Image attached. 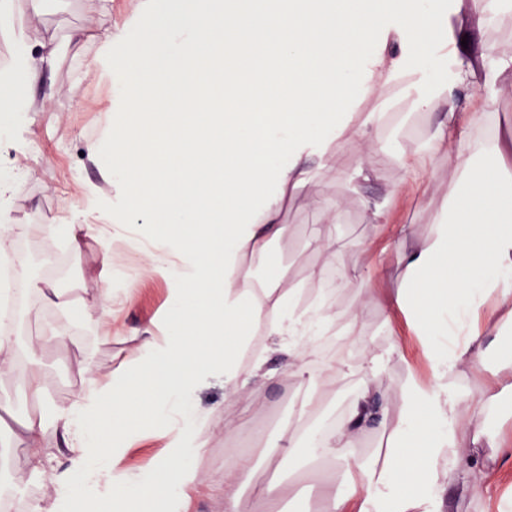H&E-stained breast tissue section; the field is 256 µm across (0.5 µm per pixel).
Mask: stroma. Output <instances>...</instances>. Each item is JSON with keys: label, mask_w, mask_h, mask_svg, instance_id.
<instances>
[{"label": "stroma", "mask_w": 512, "mask_h": 512, "mask_svg": "<svg viewBox=\"0 0 512 512\" xmlns=\"http://www.w3.org/2000/svg\"><path fill=\"white\" fill-rule=\"evenodd\" d=\"M437 5L448 12L455 32L467 33L475 42L497 43L502 50L512 53V26L478 29L468 9V0H437ZM131 10V0H44L40 14L34 16L27 12L23 0H18L14 14L15 25L27 28L33 39H51L62 45L53 67L31 88L34 101L28 114L31 147L23 153L11 149L0 154V167L17 164L31 171L29 177L19 181L11 201L13 217L28 227L26 235L15 241V252L26 258L33 279L51 281L64 300L89 313L87 320L75 323L36 296L16 312L8 339L19 362H26L33 355L50 372L48 400L57 405L68 403L87 376L105 381L116 373L129 371L135 358L138 332L151 322L162 320L168 309V283L145 268L136 243L129 240L131 228L113 227L106 239L89 235L76 257L65 245H55V252L62 257L55 269L48 266L42 233L43 225L69 221V205L80 193L94 194L100 204L117 203L104 168L83 154L86 141L98 136L112 97L107 81L87 75L86 63L98 51L111 22L128 17ZM76 30L81 32V39L70 40V33ZM470 62L479 77L477 93L493 94L498 99L497 110L481 129V136L512 129V82L491 84L485 79L489 62L476 55L471 56ZM386 110L387 122L380 132V140L386 145L384 151L364 156L352 145L340 144L332 163L317 168L303 195L288 202L281 214L288 233L273 245L268 264L282 273L284 284L303 285V300L325 295L337 311L361 301L362 295L356 288L338 295L331 293V280L340 271L341 260L358 256L371 240L387 249L388 274L379 280V287H402L404 268L393 248L396 231L406 225L416 235H425L430 211L441 205L448 191L451 172L447 156H429L433 177L421 185L413 183L396 161L397 151H411L422 141L427 129L435 123V116L411 113L398 89L391 90ZM361 164L367 168L369 179L358 191H350L342 176ZM390 189L396 192L390 203L391 224L379 228L367 223L361 197L380 198ZM322 193L342 202L338 215L342 249L336 258L315 250L309 243L316 225L323 222L313 203ZM107 243L122 255L124 267L112 283V336L106 340L99 336L94 318L101 309L102 283L98 273L102 249ZM313 268L322 270L321 278L310 279L309 271ZM385 317V312L377 307L366 309L358 326L364 345L383 349L389 343H398L405 361L395 366L394 375H404L410 368L425 372L428 364L404 320H396L389 326ZM48 327L64 331L67 344L38 349L39 338ZM259 355L265 357L264 369L271 374L263 383L251 376L253 360ZM287 361L288 354L278 340L257 328L247 349L238 357V367L247 380L245 387L231 397L218 382L200 387L197 405L207 418L198 425L197 438L206 450L199 462L206 482L224 476V423L228 420L233 421L234 435L242 447L254 451L257 470L255 476L243 482L244 496L257 493L272 478L273 471L267 467L262 452L263 444L277 436L278 426L287 425L289 398L299 391L298 382L285 372ZM34 411L25 392L9 377L0 376V443L7 447L6 461L0 466V490L8 495L13 512H29L31 502L52 494L49 477L31 479L25 450L12 436L18 422ZM165 444L162 433L144 430L132 440L122 464L132 472L147 468L162 456ZM501 468L502 477L487 485L479 499H472L464 492L462 484L450 485L448 496L454 499L457 512H499L503 500H512V461L503 460Z\"/></svg>", "instance_id": "35a3bbf8"}]
</instances>
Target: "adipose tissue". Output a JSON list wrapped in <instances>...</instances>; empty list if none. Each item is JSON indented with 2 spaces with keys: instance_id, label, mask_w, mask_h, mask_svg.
<instances>
[{
  "instance_id": "ef3b65f1",
  "label": "adipose tissue",
  "mask_w": 512,
  "mask_h": 512,
  "mask_svg": "<svg viewBox=\"0 0 512 512\" xmlns=\"http://www.w3.org/2000/svg\"><path fill=\"white\" fill-rule=\"evenodd\" d=\"M135 20L108 29L86 71L107 79L112 106L101 133L88 140L90 159L124 157L107 174L119 208L90 195L72 205L73 224H47L46 242L82 250L85 223L104 228L123 218L143 225L154 242L144 263L171 285L168 315L144 328L134 372L83 385L67 404L46 399L47 375L16 369L0 340V373L10 372L36 407L14 438L26 448L30 474L50 475L53 494L30 512H185L203 482L196 458L199 386H240L239 352L256 327L288 347L289 376L307 385L293 418L264 448L287 469L288 482L251 499L239 484L254 460L225 451L224 512H278L297 500L291 487H318L316 512H452L446 492L463 482L471 496L497 480V469L468 453L472 443L512 450L491 425L495 395L474 396L465 373H487L512 391V357L489 365L490 331L512 326V185L500 168L512 157V135L478 138L497 99H475V74L464 58L449 62L448 18L434 0H135ZM14 0H0V30L20 50L0 69V118L32 109L28 89L50 69L58 46L30 44L13 24ZM401 86L416 112L446 111L429 151L444 152L454 170L448 199L430 214L426 237L399 229L406 271L402 288L374 287L385 268L365 273L362 257L344 263L337 290L360 287L365 302L335 312L323 299L301 305L281 275H259L253 257L283 237L286 199L327 164L333 146L355 141L378 151L380 109L354 113L357 101L385 98ZM24 169L0 177V257L30 291L72 312L50 284L29 280L12 251L26 225L7 209ZM400 313L428 361L426 373L392 380L403 359L398 345L364 349L354 361L317 365L319 339L355 329L365 304ZM355 391L346 411L309 432L321 398L342 377ZM54 429L66 449L54 461L42 442ZM164 431L163 456L134 473L119 465L132 438Z\"/></svg>"
}]
</instances>
